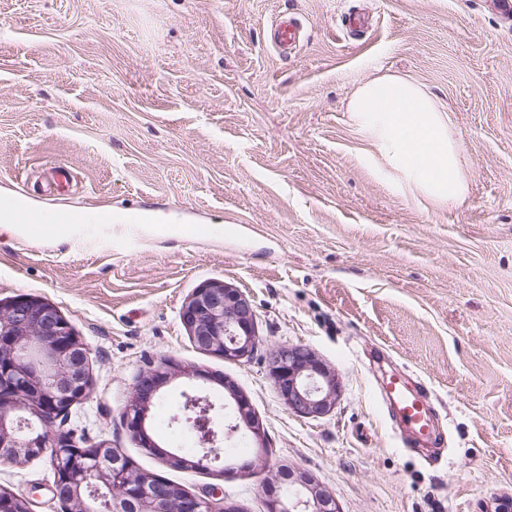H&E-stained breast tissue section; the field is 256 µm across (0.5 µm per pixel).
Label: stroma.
<instances>
[{
    "mask_svg": "<svg viewBox=\"0 0 512 512\" xmlns=\"http://www.w3.org/2000/svg\"><path fill=\"white\" fill-rule=\"evenodd\" d=\"M302 26L283 56L273 21ZM384 72L445 111L469 193L448 208L367 160L346 104ZM74 178L47 189L52 167ZM52 213L145 210L157 231L0 234V303L53 304L89 351L88 397L58 420L192 494L266 512L279 468L306 471L336 512H512V17L492 0H0V201ZM250 299L258 340L229 362L198 351L179 311L201 282ZM304 345L335 370L333 409L280 399L269 351ZM171 358L153 408L163 447L195 390L224 421L232 381L268 453L223 478L142 448L122 411ZM402 371L429 391L437 443L404 446L379 396ZM48 458L0 463V488L61 512Z\"/></svg>",
    "mask_w": 512,
    "mask_h": 512,
    "instance_id": "obj_1",
    "label": "stroma"
}]
</instances>
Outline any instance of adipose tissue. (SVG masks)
<instances>
[{"instance_id":"1","label":"adipose tissue","mask_w":512,"mask_h":512,"mask_svg":"<svg viewBox=\"0 0 512 512\" xmlns=\"http://www.w3.org/2000/svg\"><path fill=\"white\" fill-rule=\"evenodd\" d=\"M348 110L398 182L437 204L466 198L459 144L421 85L406 76L381 75L358 87Z\"/></svg>"}]
</instances>
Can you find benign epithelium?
Instances as JSON below:
<instances>
[{"instance_id": "7a95c632", "label": "benign epithelium", "mask_w": 512, "mask_h": 512, "mask_svg": "<svg viewBox=\"0 0 512 512\" xmlns=\"http://www.w3.org/2000/svg\"><path fill=\"white\" fill-rule=\"evenodd\" d=\"M180 320L195 348L226 361H240L258 336L256 312L248 296L223 280L209 279L194 288L180 309ZM268 371L279 396L292 412L320 418L338 395L335 371L302 345H281L268 358ZM209 380L207 371L185 369L163 360L141 372L123 409L128 432L141 447L171 464L209 469L221 458L222 441L238 432L262 446L263 425L247 398L221 382L234 402L235 423L219 433L215 404L206 396L183 393L186 408L199 409L191 428L200 433L192 459L159 449L147 420L161 390L179 377ZM89 388L88 354L70 322L52 304L20 296L0 304V461L46 456L55 472L53 496L61 504L112 498V512H165L177 498V512H234L226 502L175 490L136 469L123 453L102 442L95 450L74 434L55 427ZM268 512H335L330 494L307 472L282 469L268 493ZM0 512H31L30 501L14 494L0 501Z\"/></svg>"}]
</instances>
